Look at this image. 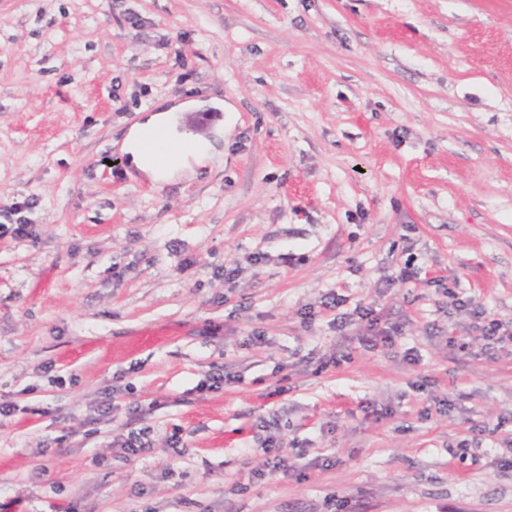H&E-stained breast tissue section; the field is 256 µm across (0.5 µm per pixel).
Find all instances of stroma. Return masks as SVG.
I'll return each instance as SVG.
<instances>
[{"label": "stroma", "mask_w": 512, "mask_h": 512, "mask_svg": "<svg viewBox=\"0 0 512 512\" xmlns=\"http://www.w3.org/2000/svg\"><path fill=\"white\" fill-rule=\"evenodd\" d=\"M172 98L219 154L155 185L119 147ZM31 198L0 507L512 512V343L449 305L512 323V0H0V205ZM331 291L402 337L362 346Z\"/></svg>", "instance_id": "35a3bbf8"}]
</instances>
